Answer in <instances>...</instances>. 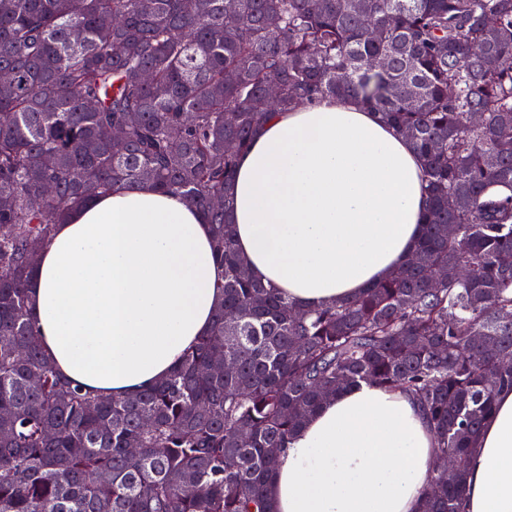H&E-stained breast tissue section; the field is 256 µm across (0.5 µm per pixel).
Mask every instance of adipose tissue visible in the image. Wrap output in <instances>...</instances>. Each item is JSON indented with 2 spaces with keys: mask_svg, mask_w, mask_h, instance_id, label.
<instances>
[{
  "mask_svg": "<svg viewBox=\"0 0 512 512\" xmlns=\"http://www.w3.org/2000/svg\"><path fill=\"white\" fill-rule=\"evenodd\" d=\"M412 143L357 99L277 112L238 161L234 240L253 277L297 309L386 278L422 233L427 194ZM212 227L144 186L55 225L27 284L43 353L95 397L155 385L209 333L221 301ZM437 442L413 396L342 390L293 436L272 481L277 512H421ZM465 512H512V390L496 396L465 461Z\"/></svg>",
  "mask_w": 512,
  "mask_h": 512,
  "instance_id": "ef3b65f1",
  "label": "adipose tissue"
}]
</instances>
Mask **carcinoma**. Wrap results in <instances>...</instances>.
Returning <instances> with one entry per match:
<instances>
[{"label":"carcinoma","instance_id":"carcinoma-1","mask_svg":"<svg viewBox=\"0 0 512 512\" xmlns=\"http://www.w3.org/2000/svg\"><path fill=\"white\" fill-rule=\"evenodd\" d=\"M0 70V512H275L280 452L362 381L414 396L439 454L466 459L512 387V0H0ZM270 85L278 111L354 96L424 161L410 258L332 306L297 310L235 247ZM143 186L211 224L221 304L168 377L104 403L38 345L31 254L75 207ZM457 265L470 280H428ZM219 353L234 373L209 372ZM466 480L434 470L423 512H461Z\"/></svg>","mask_w":512,"mask_h":512}]
</instances>
